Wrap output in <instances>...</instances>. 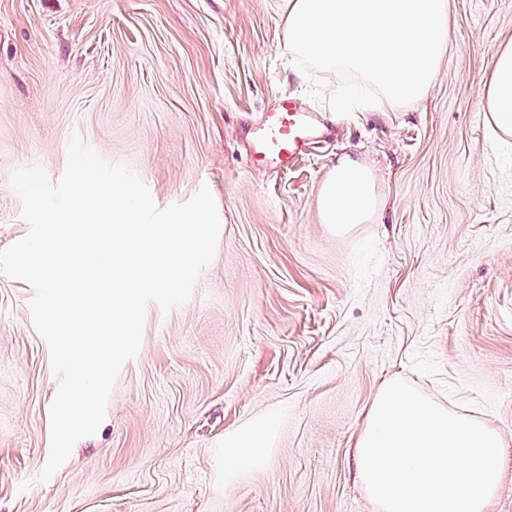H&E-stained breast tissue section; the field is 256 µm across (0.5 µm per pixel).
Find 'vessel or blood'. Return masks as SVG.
Segmentation results:
<instances>
[{
  "label": "vessel or blood",
  "mask_w": 512,
  "mask_h": 512,
  "mask_svg": "<svg viewBox=\"0 0 512 512\" xmlns=\"http://www.w3.org/2000/svg\"><path fill=\"white\" fill-rule=\"evenodd\" d=\"M318 130L306 113L287 100L276 101L260 119L259 133L251 145L254 165L291 170L299 159L309 156Z\"/></svg>",
  "instance_id": "obj_1"
}]
</instances>
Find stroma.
<instances>
[{
    "mask_svg": "<svg viewBox=\"0 0 512 512\" xmlns=\"http://www.w3.org/2000/svg\"><path fill=\"white\" fill-rule=\"evenodd\" d=\"M448 54L403 110L307 95L284 0H0V249L29 231L11 185L65 169L71 134L129 166L158 208L208 186L221 229L189 299L149 304L98 431L39 481L59 381L28 283L0 275V512H375L355 441L381 385L492 419L512 512V136L482 99L512 0H450ZM288 99L326 139L289 172L250 139ZM371 167V221L323 224L338 159ZM275 416L252 464L224 440Z\"/></svg>",
    "mask_w": 512,
    "mask_h": 512,
    "instance_id": "35a3bbf8",
    "label": "stroma"
}]
</instances>
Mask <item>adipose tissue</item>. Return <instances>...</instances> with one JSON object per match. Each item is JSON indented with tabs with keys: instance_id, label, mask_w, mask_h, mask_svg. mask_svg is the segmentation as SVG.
<instances>
[{
	"instance_id": "ef3b65f1",
	"label": "adipose tissue",
	"mask_w": 512,
	"mask_h": 512,
	"mask_svg": "<svg viewBox=\"0 0 512 512\" xmlns=\"http://www.w3.org/2000/svg\"><path fill=\"white\" fill-rule=\"evenodd\" d=\"M483 96L495 128L512 134V42L499 48ZM319 204L323 223L337 229L366 223L380 205L372 171L342 157L322 184Z\"/></svg>"
}]
</instances>
